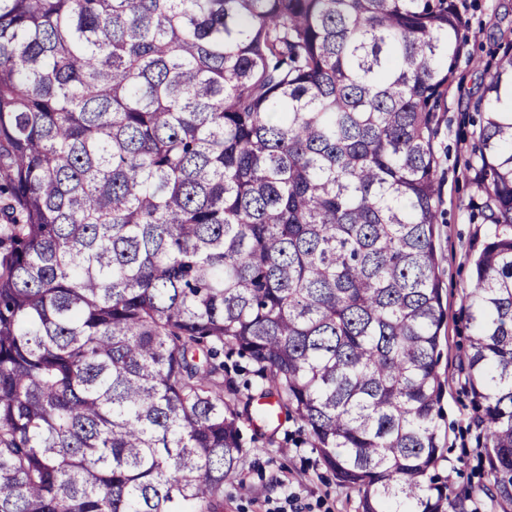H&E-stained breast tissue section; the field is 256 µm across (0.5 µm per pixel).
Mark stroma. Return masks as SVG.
Returning <instances> with one entry per match:
<instances>
[{
    "label": "stroma",
    "mask_w": 512,
    "mask_h": 512,
    "mask_svg": "<svg viewBox=\"0 0 512 512\" xmlns=\"http://www.w3.org/2000/svg\"><path fill=\"white\" fill-rule=\"evenodd\" d=\"M464 3L462 34L468 46L458 62L461 82L451 88L441 107L434 140L442 212L434 243L445 308L437 366L443 384L437 433L444 452L438 472L457 489L483 480V432L474 422L476 413L465 383L470 334L466 295L473 259L490 227L471 217L475 189L465 169L473 143L469 110L484 80L483 47L489 34L499 29L512 34V0ZM239 425L248 453L239 476L224 487V512H272L288 503L298 506L299 512H357L356 493L337 486L318 454L305 443L299 423L282 418L266 425L248 411Z\"/></svg>",
    "instance_id": "stroma-1"
}]
</instances>
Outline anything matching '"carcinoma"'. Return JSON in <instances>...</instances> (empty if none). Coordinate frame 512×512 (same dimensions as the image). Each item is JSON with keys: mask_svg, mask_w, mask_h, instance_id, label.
<instances>
[{"mask_svg": "<svg viewBox=\"0 0 512 512\" xmlns=\"http://www.w3.org/2000/svg\"><path fill=\"white\" fill-rule=\"evenodd\" d=\"M460 0H0V512H222L251 382L358 512H512V38L473 104L456 491L436 112Z\"/></svg>", "mask_w": 512, "mask_h": 512, "instance_id": "cac0c4a2", "label": "carcinoma"}]
</instances>
